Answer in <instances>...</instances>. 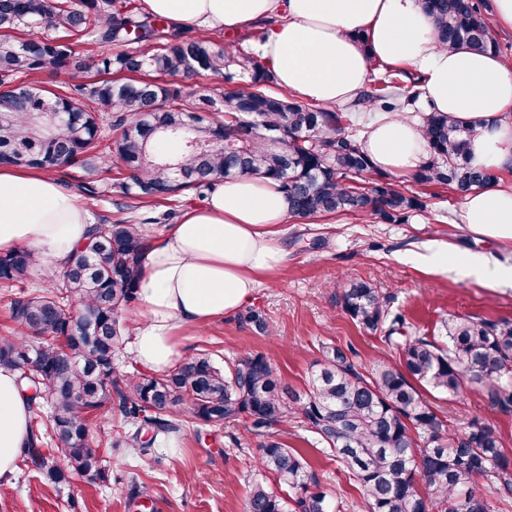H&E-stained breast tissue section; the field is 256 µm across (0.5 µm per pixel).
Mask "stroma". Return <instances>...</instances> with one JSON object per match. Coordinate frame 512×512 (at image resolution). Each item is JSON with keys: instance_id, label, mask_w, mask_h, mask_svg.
Segmentation results:
<instances>
[{"instance_id": "obj_1", "label": "stroma", "mask_w": 512, "mask_h": 512, "mask_svg": "<svg viewBox=\"0 0 512 512\" xmlns=\"http://www.w3.org/2000/svg\"><path fill=\"white\" fill-rule=\"evenodd\" d=\"M56 177L79 195L95 222L117 217L122 201L117 191L96 202L83 193L98 173L74 165ZM421 199L424 210L406 224L348 213L311 221L286 218L284 269L263 281L246 308L187 330L179 340L180 357L209 350L225 365L260 353L296 389L305 387L325 343L352 347L363 365L390 358L382 332L364 330L342 312L339 299L350 279L372 282L389 298L391 312L403 314L409 326L429 336L441 335L442 320L454 315L512 323V280L485 283L460 262L474 253L512 268V244L472 234L461 222L462 199L452 190L432 187ZM431 247L447 249L446 264L426 262ZM254 311L265 319L267 330L250 321ZM429 401L454 428L480 419L512 448V414L491 407L482 395L459 400L434 394ZM277 432L289 447L307 449L323 487L349 502L348 512H362L360 494L343 465L314 449L315 436L305 423L294 419ZM259 443L248 423L239 421L180 432L173 446H158L146 456L130 448L108 449L103 453L110 474L105 482L74 475L54 484L25 459L10 482L0 484V512H245L251 485L272 480L257 464Z\"/></svg>"}]
</instances>
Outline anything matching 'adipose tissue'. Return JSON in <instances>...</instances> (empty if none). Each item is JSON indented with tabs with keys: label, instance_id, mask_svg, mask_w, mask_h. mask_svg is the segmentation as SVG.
Listing matches in <instances>:
<instances>
[{
	"label": "adipose tissue",
	"instance_id": "obj_1",
	"mask_svg": "<svg viewBox=\"0 0 512 512\" xmlns=\"http://www.w3.org/2000/svg\"><path fill=\"white\" fill-rule=\"evenodd\" d=\"M145 13L176 30L239 32L257 21L273 25L257 48L278 84L325 106L352 101L370 78V59L401 60L425 77V104L476 125L473 165L512 169V65L498 55L441 48L422 0H142ZM365 35L359 44L357 35ZM380 171L402 176L426 158L418 122L375 121L362 144ZM290 206L277 184L250 175L220 180L204 204L185 208L177 223L147 245L137 295L134 361L154 373L171 370L187 328L231 316L262 280L288 261L279 226ZM463 223L480 236L512 242V187L472 191ZM93 225L90 212L57 179L35 168H0V253L35 250L66 267ZM31 402L16 371L0 368V480L19 467L31 439Z\"/></svg>",
	"mask_w": 512,
	"mask_h": 512
}]
</instances>
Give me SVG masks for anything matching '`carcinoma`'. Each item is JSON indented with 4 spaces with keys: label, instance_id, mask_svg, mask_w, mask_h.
<instances>
[{
    "label": "carcinoma",
    "instance_id": "carcinoma-1",
    "mask_svg": "<svg viewBox=\"0 0 512 512\" xmlns=\"http://www.w3.org/2000/svg\"><path fill=\"white\" fill-rule=\"evenodd\" d=\"M437 42L499 53L495 29L477 0H423ZM90 42L99 51L80 54ZM125 50L112 54L110 45ZM64 70L57 91L37 76ZM377 81L344 106L305 103L271 92L276 78L259 55L211 36L176 33L134 0H0V159L32 156V167L57 171L81 165L117 171L111 187L127 198L172 201L184 190L203 196L220 178L247 174L278 182L290 215L312 220L347 212L384 224H406L424 209L416 192L377 170L362 150L359 112L401 115L423 99V78L378 64ZM202 71L233 87L215 98L191 80ZM179 78L180 83L170 82ZM112 113L103 147L99 112ZM61 112L78 122L45 124ZM427 160L412 173L419 187L448 185L465 197L498 184L497 171L472 165L473 126L436 110L417 113ZM147 245L137 217L93 225L49 286L29 290L41 266L31 250L0 255V290L11 296L15 327L0 334V366L19 375L32 401L27 455L54 484L70 473L106 479L101 447L145 454L161 435L189 425L222 426L245 419L259 444L258 465L279 488L255 483L246 512H346L308 462L273 433L301 418L346 468L365 512H494L512 507V451L498 430L477 419L458 432L421 389L450 398L483 394L512 411V323L474 317L443 321L441 338L409 333L391 315L388 297L355 280L341 308L357 326L376 332L398 358L360 369L354 351L322 346L306 389L285 385L262 354L228 368L197 353L162 375L123 372L112 364L122 343L121 313L137 299ZM117 401L129 431L95 436L89 419ZM57 447L41 450L42 436ZM485 483H479V480Z\"/></svg>",
    "mask_w": 512,
    "mask_h": 512
}]
</instances>
